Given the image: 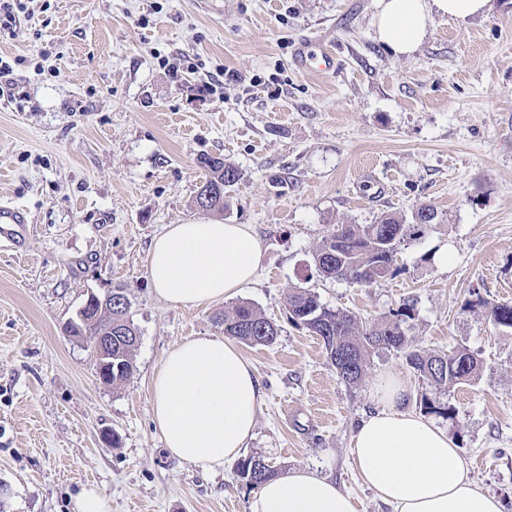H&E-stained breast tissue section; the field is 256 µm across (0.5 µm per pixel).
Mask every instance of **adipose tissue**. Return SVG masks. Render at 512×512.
<instances>
[{
    "label": "adipose tissue",
    "mask_w": 512,
    "mask_h": 512,
    "mask_svg": "<svg viewBox=\"0 0 512 512\" xmlns=\"http://www.w3.org/2000/svg\"><path fill=\"white\" fill-rule=\"evenodd\" d=\"M489 0H378V41L401 56L424 41L434 15L465 19ZM262 261L248 225L198 220L169 225L146 257L149 281L169 305L196 307L233 295ZM155 426L166 451L203 470L236 459L252 436L264 393L235 343L215 336L174 345L151 382ZM375 409L357 426L351 455L363 481L389 512H502L498 498L470 478L447 431L407 406L396 377L380 376ZM249 512H357L335 481L295 469L264 482Z\"/></svg>",
    "instance_id": "adipose-tissue-1"
}]
</instances>
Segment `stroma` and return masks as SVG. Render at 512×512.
<instances>
[{
    "label": "stroma",
    "mask_w": 512,
    "mask_h": 512,
    "mask_svg": "<svg viewBox=\"0 0 512 512\" xmlns=\"http://www.w3.org/2000/svg\"><path fill=\"white\" fill-rule=\"evenodd\" d=\"M377 0H50L0 33V56L27 58L23 101L0 96V197L23 205L28 234L0 248V481L5 512H74L96 485L112 512H248L235 463L211 472L164 449L150 380L167 351L223 336V312L248 302L281 328L270 347L240 344L265 392L245 453L338 482L359 512H388L351 466V438L382 373L410 407L437 418L471 477L512 512V329L490 311L512 301V0L486 15L436 17L421 47L380 44ZM328 46L335 73L299 69L296 43ZM204 156L240 178L224 212L195 204ZM438 218L372 284L323 278L315 251L339 224ZM250 225L263 257L230 298L175 308L145 259L170 224ZM447 249V264L436 251ZM125 288L139 331L136 372L96 374L90 342L65 335L88 296ZM373 322L410 305L408 334L431 352L464 348L477 377L435 389L402 354L379 351L345 384L317 336L288 319L286 297ZM117 431L121 442L104 440Z\"/></svg>",
    "instance_id": "35a3bbf8"
}]
</instances>
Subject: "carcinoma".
<instances>
[{"mask_svg": "<svg viewBox=\"0 0 512 512\" xmlns=\"http://www.w3.org/2000/svg\"><path fill=\"white\" fill-rule=\"evenodd\" d=\"M200 166L207 172L200 184L202 188L219 183L227 194L240 177L235 167L213 163L209 156L200 159ZM436 218L437 212L432 206L422 205L413 212L412 221L408 223L385 215L377 224H338L316 249L315 262L321 263L319 272L327 279L373 283L390 273L397 247L419 240ZM117 297L123 299V303L113 304L111 299L89 296L83 304L80 322L64 326L67 335L94 341L110 322L124 321L128 338L112 339V366H98L99 378L112 386L134 375L133 356L138 345L133 340L138 329L129 316L130 302L124 288H112V299ZM287 309L293 323L321 339L330 364L350 385L364 378L370 355L383 349L402 353L406 363L437 389L450 383L469 382L479 371L477 358L465 349L431 353L415 346L405 328L410 311L407 304L392 317L365 327L352 312L323 307L317 295L308 289L295 288L288 293ZM491 315L497 325L512 328V302L495 305ZM223 322L224 335L253 346L274 345L280 332L272 319L244 302L224 313ZM421 408L427 414L446 419L456 415L454 408L427 395L421 399ZM237 471L252 489L278 475L277 469L265 463V457L257 453L241 457Z\"/></svg>", "mask_w": 512, "mask_h": 512, "instance_id": "cac0c4a2", "label": "carcinoma"}]
</instances>
